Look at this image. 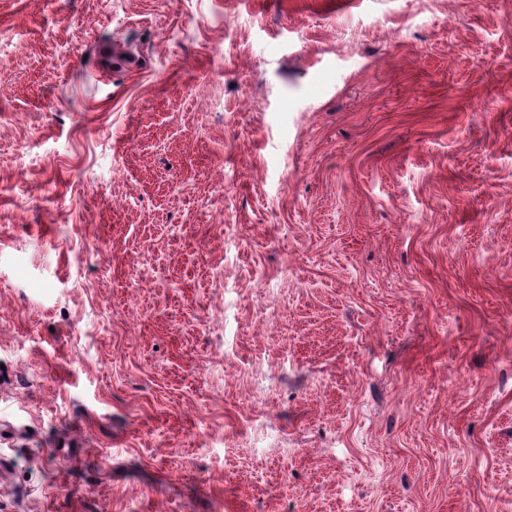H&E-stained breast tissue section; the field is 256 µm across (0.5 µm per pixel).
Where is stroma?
<instances>
[{"label": "stroma", "instance_id": "1", "mask_svg": "<svg viewBox=\"0 0 512 512\" xmlns=\"http://www.w3.org/2000/svg\"><path fill=\"white\" fill-rule=\"evenodd\" d=\"M0 512H512V0H0Z\"/></svg>", "mask_w": 512, "mask_h": 512}]
</instances>
